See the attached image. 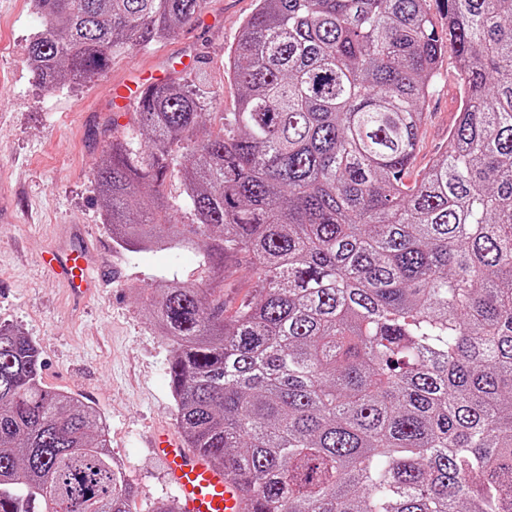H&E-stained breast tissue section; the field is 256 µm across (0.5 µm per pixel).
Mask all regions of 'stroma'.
<instances>
[{"label":"stroma","instance_id":"stroma-1","mask_svg":"<svg viewBox=\"0 0 512 512\" xmlns=\"http://www.w3.org/2000/svg\"><path fill=\"white\" fill-rule=\"evenodd\" d=\"M256 0H207L198 21L169 40L116 56L108 72L77 88L38 87L26 63L27 46L41 29L30 0H0V325L37 343L41 381L94 407L108 425L112 453L136 495L130 512H149L173 499L163 463L145 437L176 428L169 340L157 331L141 291L163 275L201 276L197 250L130 253L112 242L93 192L95 163L108 141L107 119L137 130L135 116L114 102L127 80L173 70L197 76L215 104L204 128H220L236 111L240 88L224 75V53L238 39ZM461 107L453 57H445L421 124L408 183H415L448 148ZM97 264L115 268L110 285L88 297L72 296L45 269L41 253L67 243L74 228Z\"/></svg>","mask_w":512,"mask_h":512}]
</instances>
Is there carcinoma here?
<instances>
[{
	"instance_id": "cac0c4a2",
	"label": "carcinoma",
	"mask_w": 512,
	"mask_h": 512,
	"mask_svg": "<svg viewBox=\"0 0 512 512\" xmlns=\"http://www.w3.org/2000/svg\"><path fill=\"white\" fill-rule=\"evenodd\" d=\"M207 0H33L39 87L175 36ZM257 0L224 57L238 110L192 75L148 87L145 141L93 187L129 252L196 245L205 282L151 288L176 421L247 512H512V0ZM458 63L448 151L405 183L432 81ZM181 174L191 221L163 200ZM145 185L151 205L133 201ZM246 265L254 295L227 312ZM0 326V512H129L100 415L41 382Z\"/></svg>"
}]
</instances>
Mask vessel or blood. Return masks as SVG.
<instances>
[{"instance_id": "b4317fda", "label": "vessel or blood", "mask_w": 512, "mask_h": 512, "mask_svg": "<svg viewBox=\"0 0 512 512\" xmlns=\"http://www.w3.org/2000/svg\"><path fill=\"white\" fill-rule=\"evenodd\" d=\"M44 268L59 275L71 294L81 296L97 287L99 278L109 277V270L92 276V255L79 250L45 252ZM155 456L165 467L166 479L177 493L182 512H244L245 500L237 481L211 466L206 456L187 447L182 439L167 429L153 432L149 440Z\"/></svg>"}]
</instances>
